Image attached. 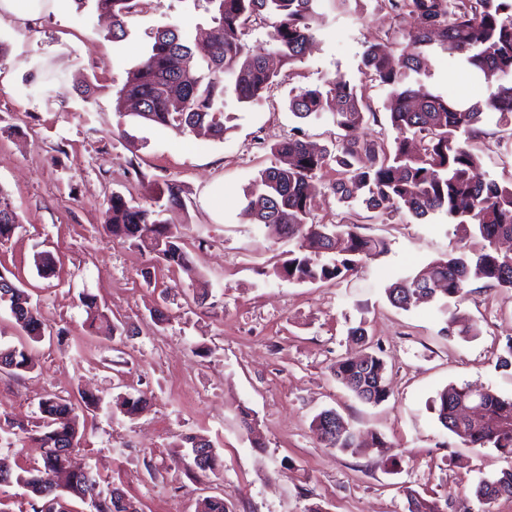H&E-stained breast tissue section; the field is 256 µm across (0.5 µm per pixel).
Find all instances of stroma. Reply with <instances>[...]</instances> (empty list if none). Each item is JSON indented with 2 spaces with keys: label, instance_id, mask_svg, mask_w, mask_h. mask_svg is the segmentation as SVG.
<instances>
[{
  "label": "stroma",
  "instance_id": "obj_1",
  "mask_svg": "<svg viewBox=\"0 0 512 512\" xmlns=\"http://www.w3.org/2000/svg\"><path fill=\"white\" fill-rule=\"evenodd\" d=\"M317 7L324 24L304 58L258 103L228 102L229 130L220 139L181 135L114 110L115 92L151 33L176 24L203 36L204 15L150 4L120 42L108 38L110 23L94 0H69L65 11L22 24L0 22V189L20 217L15 235L0 244V266L19 273L48 324L64 331L34 345L30 372H0V413L32 427L46 393L101 397L98 410L78 419L83 439L71 464L121 486L142 512H200L209 495L222 496L228 512H307L315 504L322 512H405L409 488L461 512L481 478L512 468V457L496 449L462 445L432 409L451 384L512 396V368L499 365L512 340V290L476 282L465 300L449 302L476 329L466 340L441 336L437 304L401 310L384 293L388 283L458 250L445 216L369 217L340 203L330 189L334 172L323 171L315 219L356 222L388 251L354 275L310 284L275 275L294 242L265 239L243 212L246 189L271 162L267 145L296 134L327 146L336 136L331 121L296 119L290 92L337 76L360 83L369 42L407 25L377 0H318ZM42 65L55 77L35 91L29 76ZM82 79L90 95L77 90ZM428 83L454 100L489 94L439 50ZM479 128V178L512 180V136L493 114ZM168 181L186 192V210L170 219L207 281L201 306L186 273L145 279L149 256L102 230L112 192L148 204ZM44 250L60 260L58 276L48 280L34 266ZM83 292L96 295L105 313L91 330ZM158 306L167 315L160 324L150 317ZM358 325L371 345L350 338ZM371 350L386 361L392 391L377 406L333 376L336 360ZM142 392L151 401L139 413L117 409L118 400ZM329 408L381 434L385 447L352 454L321 445L309 426ZM244 409L255 432L241 423ZM195 434L214 443L221 473L187 476L183 438Z\"/></svg>",
  "mask_w": 512,
  "mask_h": 512
}]
</instances>
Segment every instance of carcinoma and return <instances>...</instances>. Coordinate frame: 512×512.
Here are the masks:
<instances>
[{"label": "carcinoma", "mask_w": 512, "mask_h": 512, "mask_svg": "<svg viewBox=\"0 0 512 512\" xmlns=\"http://www.w3.org/2000/svg\"><path fill=\"white\" fill-rule=\"evenodd\" d=\"M211 23L208 43L202 47L174 24L152 33L142 59L127 72L118 91L115 111L131 113L146 122L180 134L207 133L223 136L229 130L224 112L227 98L253 104L276 82L265 55L251 50L244 36L249 26L261 21L281 62L293 68L301 61L322 25L317 0H191ZM397 18L414 20L410 29L386 35L399 46L394 57L376 41L362 57L367 83L354 85L342 77L321 86L295 91L289 111L299 119L330 118L339 130L335 150H315L291 136L270 146L275 162L261 169L245 194V211L262 226L267 239H294L298 250L275 268L276 276L299 283L330 282L359 271L363 264L387 252L381 239L362 235L359 225L324 224L311 218L310 187L318 174L334 169V194L342 203L361 202L379 216L404 207L417 220L443 214L456 225L461 240L478 238L477 251L462 246L437 258L418 272L385 288L392 306L408 310L436 300L465 299L466 286L484 281L512 289V255L502 253L497 242L512 238V181H484L476 171L483 158L469 139L479 133L484 114L498 115L497 123L512 126V0H380ZM96 9L112 18L109 37L122 41L129 20L139 13L144 0H95ZM456 54L463 65L494 88L490 96L468 106L450 101L423 81L432 67V47ZM390 88L387 120L396 136L368 139L359 130L379 124L369 89L371 83ZM165 202L139 205L120 193L108 200L104 228L114 239L128 241L151 255L167 270H190L188 246L177 225L165 215L186 207L182 187L165 183ZM19 228L18 215L0 190V244ZM42 278L57 273V259L43 251L36 257ZM81 303L86 321L104 317L95 295L84 293ZM6 305L27 337L21 347L0 349L9 357L8 370L19 375L33 368L30 345L43 340L48 330L40 312L31 304L21 278L5 268L0 271V305ZM443 332L464 339L470 326L451 315ZM333 375L362 402L378 405L391 395L386 364L376 354L336 361ZM471 401V387L450 385L433 400L440 424L463 445L494 448L512 456V397L488 389L477 397L475 416L464 411ZM100 398L82 391L79 398L49 394L39 402L42 425L37 431L7 416L0 429L20 439H33L44 449L41 465L15 472L0 458V486L16 483L26 490L32 512H66L68 499L76 498L90 512H140L137 503L114 483L89 472L70 468L72 452L80 445L77 409L97 408ZM317 414L310 429L327 447L353 451L361 447L359 434L327 439ZM190 445L188 471H217L216 452L204 453L206 442L187 435ZM491 485L478 483L473 496L479 500L512 498V468L490 477ZM407 512H445L436 497L425 498L408 490Z\"/></svg>", "instance_id": "carcinoma-1"}]
</instances>
